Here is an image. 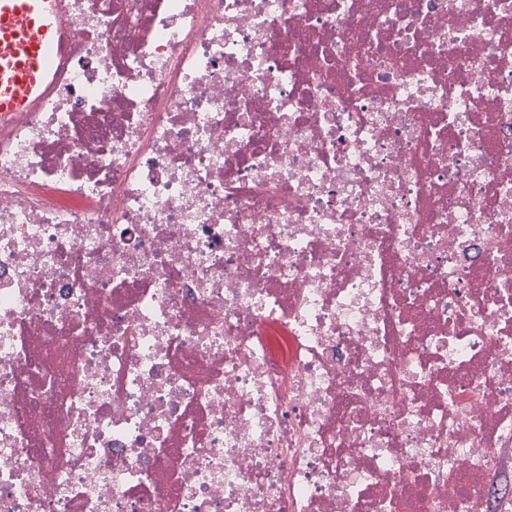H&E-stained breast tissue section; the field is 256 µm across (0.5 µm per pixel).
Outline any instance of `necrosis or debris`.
Instances as JSON below:
<instances>
[{"instance_id":"obj_1","label":"necrosis or debris","mask_w":512,"mask_h":512,"mask_svg":"<svg viewBox=\"0 0 512 512\" xmlns=\"http://www.w3.org/2000/svg\"><path fill=\"white\" fill-rule=\"evenodd\" d=\"M58 3L0 512H512V0Z\"/></svg>"}]
</instances>
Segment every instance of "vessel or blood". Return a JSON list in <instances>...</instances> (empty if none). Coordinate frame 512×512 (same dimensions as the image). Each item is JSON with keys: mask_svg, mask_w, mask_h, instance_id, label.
I'll return each instance as SVG.
<instances>
[{"mask_svg": "<svg viewBox=\"0 0 512 512\" xmlns=\"http://www.w3.org/2000/svg\"><path fill=\"white\" fill-rule=\"evenodd\" d=\"M60 44L56 0H0V121L41 95Z\"/></svg>", "mask_w": 512, "mask_h": 512, "instance_id": "b4317fda", "label": "vessel or blood"}]
</instances>
